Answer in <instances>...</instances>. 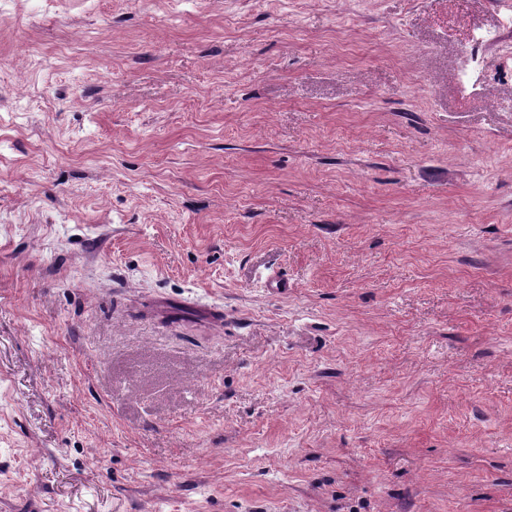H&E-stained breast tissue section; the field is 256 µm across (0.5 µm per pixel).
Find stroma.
<instances>
[{
	"instance_id": "35a3bbf8",
	"label": "stroma",
	"mask_w": 512,
	"mask_h": 512,
	"mask_svg": "<svg viewBox=\"0 0 512 512\" xmlns=\"http://www.w3.org/2000/svg\"><path fill=\"white\" fill-rule=\"evenodd\" d=\"M511 27L0 0V512H512Z\"/></svg>"
}]
</instances>
